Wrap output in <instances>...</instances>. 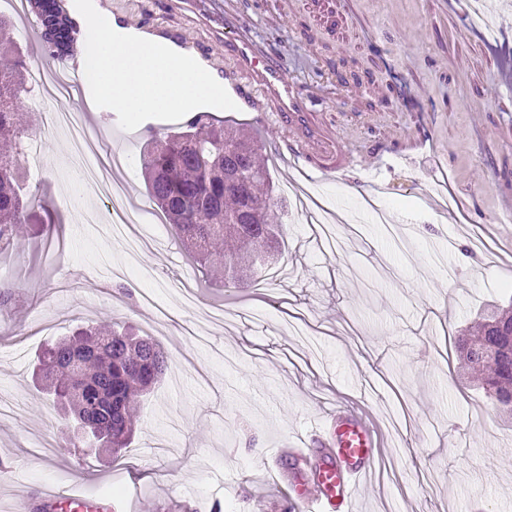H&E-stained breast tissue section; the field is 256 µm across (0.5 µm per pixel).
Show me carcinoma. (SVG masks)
I'll return each instance as SVG.
<instances>
[{
    "label": "carcinoma",
    "instance_id": "cac0c4a2",
    "mask_svg": "<svg viewBox=\"0 0 512 512\" xmlns=\"http://www.w3.org/2000/svg\"><path fill=\"white\" fill-rule=\"evenodd\" d=\"M31 65L19 55L14 25L0 16V249L18 244L33 194L22 165L31 128L21 120V95L31 92ZM262 147L242 129L197 112L171 133L146 141L142 162L152 203L174 228L187 256L217 265L225 287L260 281L258 264L278 253L281 224ZM491 409L512 414V313L491 311L476 334L455 340ZM169 356L130 327L80 326L42 351L37 380L54 405L84 421L112 454L129 447L133 408L160 381Z\"/></svg>",
    "mask_w": 512,
    "mask_h": 512
}]
</instances>
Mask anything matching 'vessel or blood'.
Returning <instances> with one entry per match:
<instances>
[{
    "label": "vessel or blood",
    "mask_w": 512,
    "mask_h": 512,
    "mask_svg": "<svg viewBox=\"0 0 512 512\" xmlns=\"http://www.w3.org/2000/svg\"><path fill=\"white\" fill-rule=\"evenodd\" d=\"M224 48L232 70L224 76L240 107L273 112L288 126L290 137L279 147L283 161L305 164L321 173L345 169L344 161L323 163L329 138L316 122L305 94L285 76L276 56L255 42L248 26L225 22ZM381 441L376 425L361 411L339 406L329 411L322 427L301 448H282L277 460L288 459L292 469H279L293 495L287 512H352L355 491L378 458ZM46 506L67 512H112L111 504L90 505L73 487L48 492Z\"/></svg>",
    "instance_id": "b4317fda"
}]
</instances>
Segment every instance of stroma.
Instances as JSON below:
<instances>
[{
  "mask_svg": "<svg viewBox=\"0 0 512 512\" xmlns=\"http://www.w3.org/2000/svg\"><path fill=\"white\" fill-rule=\"evenodd\" d=\"M494 32L467 0H98L122 27L173 42L224 75V14L250 24L306 93L353 168L286 175L271 112L224 111L255 131L279 194L288 274L224 288L173 248L168 224L136 264L151 280L113 277L126 255L107 202L74 185L73 143L52 126L75 99L24 98L43 161L19 246L0 250V512H40L47 489L77 485L115 512H281L271 475L333 404L368 409L388 451L356 512H512V421L496 418L461 366L454 335L512 299V0H485ZM146 130L99 121L101 176L149 208L139 147ZM422 146L413 159L404 140ZM411 226L406 253L366 210ZM131 296L120 294V287ZM435 311L424 319L426 311ZM128 323L159 342L170 367L137 411L121 457L75 448L37 353L80 323ZM220 409H212V400Z\"/></svg>",
  "mask_w": 512,
  "mask_h": 512,
  "instance_id": "35a3bbf8",
  "label": "stroma"
}]
</instances>
